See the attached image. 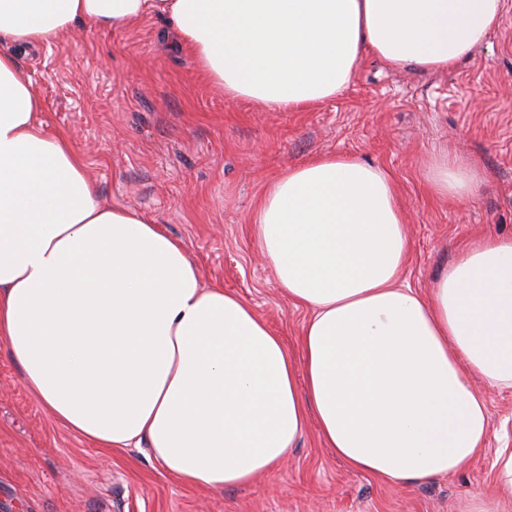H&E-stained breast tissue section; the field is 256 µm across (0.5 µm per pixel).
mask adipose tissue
Returning a JSON list of instances; mask_svg holds the SVG:
<instances>
[{
  "label": "adipose tissue",
  "mask_w": 512,
  "mask_h": 512,
  "mask_svg": "<svg viewBox=\"0 0 512 512\" xmlns=\"http://www.w3.org/2000/svg\"><path fill=\"white\" fill-rule=\"evenodd\" d=\"M505 0H0V339L48 414L93 444L141 446L213 491L274 470L314 417L351 470L391 482L465 471L512 387V237L473 241L429 295L402 283L410 244L393 175L351 156L288 167L255 217L263 259L309 309L303 362L242 298L205 287L185 246L103 202L67 133L47 134L18 50L77 23L156 15L233 100L298 110L336 98L366 56L449 70ZM430 189L475 197L441 155ZM482 388H475L473 379Z\"/></svg>",
  "instance_id": "obj_1"
}]
</instances>
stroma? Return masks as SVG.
<instances>
[{"mask_svg": "<svg viewBox=\"0 0 512 512\" xmlns=\"http://www.w3.org/2000/svg\"><path fill=\"white\" fill-rule=\"evenodd\" d=\"M165 25L81 24L20 63L46 129L70 135L100 198L181 240L203 283L251 304L293 360L309 313L278 286L254 224L288 166L345 154L390 170L408 221L403 282L423 294L475 237L512 235V6L453 70L394 71L369 56L345 93L291 112L228 99L188 51L160 47ZM442 151L483 174L475 198L432 193L425 163ZM486 402L487 443L458 474L403 485L350 470L310 418L276 469L207 492L149 449L100 448L55 422L1 340L0 512H465L472 496L495 493V452L512 448V388L487 390Z\"/></svg>", "mask_w": 512, "mask_h": 512, "instance_id": "stroma-1", "label": "stroma"}]
</instances>
